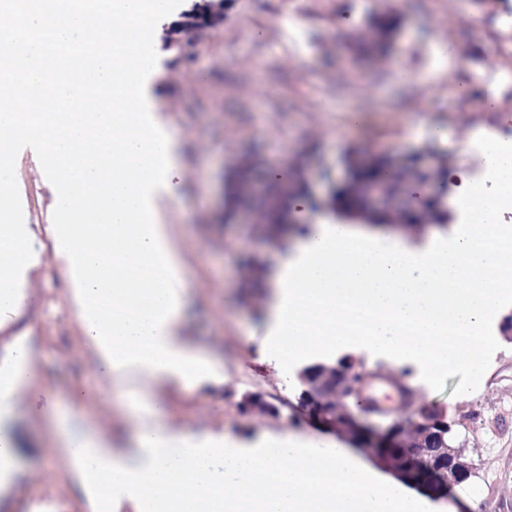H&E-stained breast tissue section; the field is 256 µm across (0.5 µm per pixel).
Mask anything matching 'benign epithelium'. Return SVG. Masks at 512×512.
Segmentation results:
<instances>
[{
  "mask_svg": "<svg viewBox=\"0 0 512 512\" xmlns=\"http://www.w3.org/2000/svg\"><path fill=\"white\" fill-rule=\"evenodd\" d=\"M301 393L296 401H280V405H271L270 411L280 412L287 407L292 413L314 422L322 428L335 432L345 442L351 444L357 434H364L372 440L365 450L373 459L388 465L408 482L442 494L470 480L475 471L474 461L467 454L465 442L454 433L456 421L441 411L430 414V408L422 405L412 410L399 411L395 421L385 427L368 429L354 413L361 407L364 374L350 359L335 364H319L312 372L299 375ZM327 395L336 402V414L322 415L318 410L305 403V397L318 401ZM440 429L443 433L453 434V441L443 449L446 468L435 471H422L418 468L428 456L429 435Z\"/></svg>",
  "mask_w": 512,
  "mask_h": 512,
  "instance_id": "obj_1",
  "label": "benign epithelium"
}]
</instances>
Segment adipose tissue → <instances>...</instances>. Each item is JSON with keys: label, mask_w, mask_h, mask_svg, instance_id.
<instances>
[{"label": "adipose tissue", "mask_w": 512, "mask_h": 512, "mask_svg": "<svg viewBox=\"0 0 512 512\" xmlns=\"http://www.w3.org/2000/svg\"><path fill=\"white\" fill-rule=\"evenodd\" d=\"M469 142L497 186L488 212L497 220L512 209V143L484 124L470 130ZM511 283L512 272L479 224L456 225L419 249L381 228L316 224L273 275L270 348L293 365L370 347L431 385L452 370L478 371L479 355L491 344L485 331L512 294ZM347 318L356 328L351 336L342 325ZM95 354L107 389L133 400L125 447H113L70 412L56 413L54 424L67 449L61 465L81 485L104 488L100 512H116L125 502L134 512H422L426 506L335 443L314 449L291 438L273 457L220 437L184 435L167 424L162 402L164 390L181 383L179 373L116 369L103 349ZM36 374L31 348L15 341L0 361V416L22 404ZM188 458L206 470V491L175 485L174 472ZM218 461L223 471L215 470ZM261 466L275 472L274 493L254 481ZM312 468L327 472L329 482L307 481Z\"/></svg>", "instance_id": "adipose-tissue-1"}]
</instances>
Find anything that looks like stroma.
<instances>
[{
    "mask_svg": "<svg viewBox=\"0 0 512 512\" xmlns=\"http://www.w3.org/2000/svg\"><path fill=\"white\" fill-rule=\"evenodd\" d=\"M288 6L297 25L277 24ZM402 24L388 51L364 55L355 40L379 0H233L223 23L200 33L192 60L172 62L156 38L162 78L145 84L150 111L177 144L171 194L159 198L181 255L179 274L191 293L180 334L222 363L219 385L170 386V426L188 435L212 432L250 445L261 439H328L321 428L280 416L250 417L239 403L248 391L282 393L287 370L267 348L262 291L247 292L252 264L276 269L287 255L278 242L250 235L225 219L230 174L250 167L254 199L299 169L314 179L322 219L334 220L330 184L359 150L399 157L433 151L448 158V196L482 180L485 161L466 142L469 128L496 127L512 138V0H390ZM264 82L252 79L256 68ZM496 85L498 111L474 94ZM34 150L23 149L16 174L36 219L32 272L19 319L0 326V360L25 333L40 379L21 409L0 421L11 435L20 470L0 494V512H92L77 480L57 461L52 409L74 410L114 444H122L123 399L97 400L103 379L67 301V288L45 231L51 194ZM485 370L451 371L433 387L415 386L416 402L447 407L477 465L464 488L431 501L432 512H512V339L500 321Z\"/></svg>",
    "mask_w": 512,
    "mask_h": 512,
    "instance_id": "1",
    "label": "stroma"
}]
</instances>
